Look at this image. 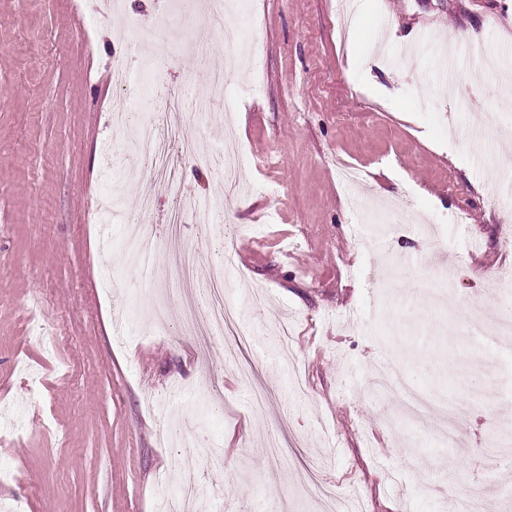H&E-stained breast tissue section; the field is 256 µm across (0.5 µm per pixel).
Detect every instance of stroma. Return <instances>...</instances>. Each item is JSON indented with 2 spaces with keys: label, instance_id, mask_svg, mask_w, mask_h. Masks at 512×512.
<instances>
[{
  "label": "stroma",
  "instance_id": "obj_1",
  "mask_svg": "<svg viewBox=\"0 0 512 512\" xmlns=\"http://www.w3.org/2000/svg\"><path fill=\"white\" fill-rule=\"evenodd\" d=\"M193 2L190 28L163 18L164 0H122L110 19L101 0H0V512H156L189 427L222 451L200 458L207 512H311L314 473L337 492L320 512H345L351 487L366 512H452L431 483L471 491L480 459L500 456L494 431H512V351L448 331L498 317L487 276L512 266V0H375L354 25L337 0H231L251 55L220 101L203 95L199 61L223 67L224 39ZM126 14L159 25L157 63L131 82L183 90L181 137L207 152L235 137L246 166L228 197L212 164L179 161L223 217L183 228L192 280L154 254L107 289L124 226L100 199L120 182L131 213L149 187L136 158L111 177L103 166L121 135L100 75ZM381 24L398 36L375 62ZM342 163L362 185L339 179ZM219 263L252 334L220 335L203 357L175 314L139 301L205 300ZM444 270L455 299L429 309L419 283ZM388 359L461 422L456 446L391 427L394 405L364 398ZM489 389L503 395L493 415Z\"/></svg>",
  "mask_w": 512,
  "mask_h": 512
}]
</instances>
